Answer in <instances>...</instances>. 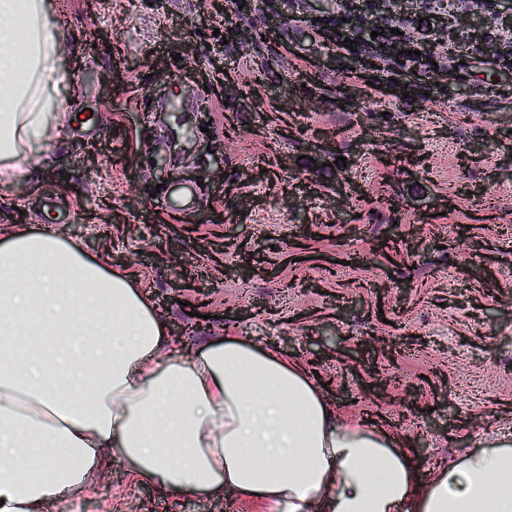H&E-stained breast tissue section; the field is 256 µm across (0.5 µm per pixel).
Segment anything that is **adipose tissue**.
<instances>
[{
    "instance_id": "adipose-tissue-1",
    "label": "adipose tissue",
    "mask_w": 512,
    "mask_h": 512,
    "mask_svg": "<svg viewBox=\"0 0 512 512\" xmlns=\"http://www.w3.org/2000/svg\"><path fill=\"white\" fill-rule=\"evenodd\" d=\"M0 179L48 147L50 88L71 81L44 0H0ZM184 497L234 488L257 512H512V437L419 490L410 449L340 424L314 375L225 336L174 350L124 273L73 241L0 239V512H40L91 483L102 458Z\"/></svg>"
}]
</instances>
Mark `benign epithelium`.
Here are the masks:
<instances>
[{"label":"benign epithelium","instance_id":"1","mask_svg":"<svg viewBox=\"0 0 512 512\" xmlns=\"http://www.w3.org/2000/svg\"><path fill=\"white\" fill-rule=\"evenodd\" d=\"M339 15L351 25L371 16L368 29L377 31L392 27L393 22L427 19L419 31L421 42L448 46V55L465 56L482 52L483 30L473 25L474 19L504 32L512 33V10L501 8L502 0H339Z\"/></svg>","mask_w":512,"mask_h":512}]
</instances>
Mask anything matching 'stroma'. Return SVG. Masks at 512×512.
Masks as SVG:
<instances>
[{"instance_id": "stroma-1", "label": "stroma", "mask_w": 512, "mask_h": 512, "mask_svg": "<svg viewBox=\"0 0 512 512\" xmlns=\"http://www.w3.org/2000/svg\"><path fill=\"white\" fill-rule=\"evenodd\" d=\"M46 6L75 80L52 90L63 120L51 147L0 183V237L48 227L129 273L180 350L242 336L316 370L341 420L375 421L411 448L419 487L478 438L512 436V65L485 71L480 55L459 65L429 47L375 94L379 75L366 73L343 108L328 56L375 42L337 27L335 0H253L223 16L207 0ZM230 23L249 41L224 42ZM269 27L276 39H253ZM206 80L224 84L208 111L150 113L148 101ZM186 179L201 195L178 215L168 191ZM242 242L265 259L246 278ZM212 243L226 245L221 259ZM201 281L202 319L187 309ZM43 512L253 508L231 488L174 498L112 462Z\"/></svg>"}]
</instances>
